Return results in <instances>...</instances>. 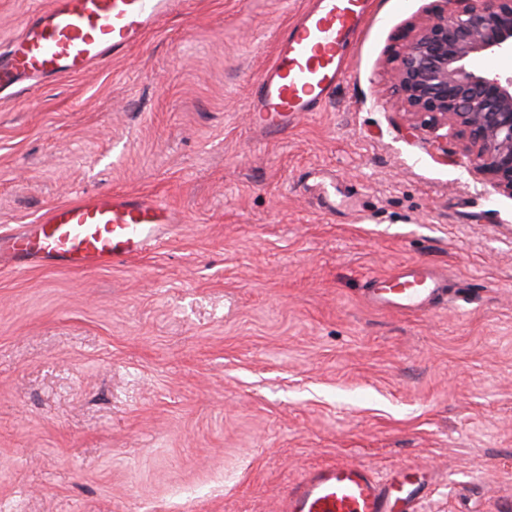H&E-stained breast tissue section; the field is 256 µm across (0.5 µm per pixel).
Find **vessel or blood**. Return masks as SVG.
Instances as JSON below:
<instances>
[{
	"mask_svg": "<svg viewBox=\"0 0 512 512\" xmlns=\"http://www.w3.org/2000/svg\"><path fill=\"white\" fill-rule=\"evenodd\" d=\"M182 0H53L31 12L21 35L0 51V90L76 75L137 45ZM375 0H308L275 38L271 65L254 81L253 121L265 135L287 133L301 112H317L333 97L340 65L366 28ZM181 216L162 198L129 191L85 193L47 208L35 224L0 244V261L23 269L54 261L70 269L115 266L156 248ZM368 304L419 312L448 300V279L425 261L372 279ZM429 490L422 472L385 475L339 461L310 469L289 487L281 512H417Z\"/></svg>",
	"mask_w": 512,
	"mask_h": 512,
	"instance_id": "vessel-or-blood-1",
	"label": "vessel or blood"
}]
</instances>
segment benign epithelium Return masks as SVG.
Instances as JSON below:
<instances>
[{
  "label": "benign epithelium",
  "mask_w": 512,
  "mask_h": 512,
  "mask_svg": "<svg viewBox=\"0 0 512 512\" xmlns=\"http://www.w3.org/2000/svg\"><path fill=\"white\" fill-rule=\"evenodd\" d=\"M394 58L393 93L413 133L453 130L476 167L512 195V0H444ZM484 56L476 73L470 59Z\"/></svg>",
  "instance_id": "benign-epithelium-1"
}]
</instances>
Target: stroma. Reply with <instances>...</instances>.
I'll list each match as a JSON object with an SVG mask.
<instances>
[{"label": "stroma", "mask_w": 512, "mask_h": 512, "mask_svg": "<svg viewBox=\"0 0 512 512\" xmlns=\"http://www.w3.org/2000/svg\"><path fill=\"white\" fill-rule=\"evenodd\" d=\"M306 4L186 0L119 57L0 92V236L110 189L185 217L115 267L0 264V512H278L338 460L425 472L419 512H512V195L391 92L444 4L380 0L325 109L269 139L250 85ZM419 260L447 305L366 303Z\"/></svg>", "instance_id": "35a3bbf8"}]
</instances>
